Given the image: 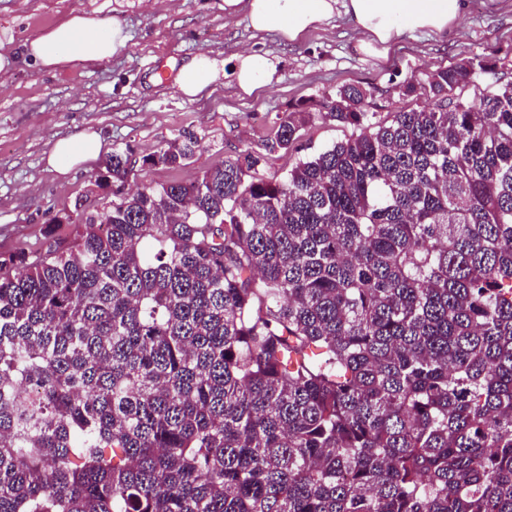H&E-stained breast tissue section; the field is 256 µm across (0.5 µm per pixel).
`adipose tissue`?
Returning a JSON list of instances; mask_svg holds the SVG:
<instances>
[{
  "mask_svg": "<svg viewBox=\"0 0 512 512\" xmlns=\"http://www.w3.org/2000/svg\"><path fill=\"white\" fill-rule=\"evenodd\" d=\"M466 8L467 0H224V19L232 22L245 15L252 30L273 32L281 41L294 43L341 14L360 35L358 50L384 63L404 34L451 31ZM126 39L119 18L76 14L25 42L24 53L36 66L55 71L77 57L110 58ZM274 74L273 61L258 50L241 52L228 63L200 53L182 64L176 85L191 102L210 96L227 79L240 94L251 96L270 83ZM105 151L106 144L96 132L84 131L58 140L47 163L65 174L76 167H90Z\"/></svg>",
  "mask_w": 512,
  "mask_h": 512,
  "instance_id": "obj_1",
  "label": "adipose tissue"
}]
</instances>
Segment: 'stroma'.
I'll list each match as a JSON object with an SVG mask.
<instances>
[{
    "label": "stroma",
    "mask_w": 512,
    "mask_h": 512,
    "mask_svg": "<svg viewBox=\"0 0 512 512\" xmlns=\"http://www.w3.org/2000/svg\"><path fill=\"white\" fill-rule=\"evenodd\" d=\"M88 12L117 17L129 39L104 61L77 59L44 71L23 53L27 39ZM358 35L337 17L301 41L285 43L250 29L245 20H224V0H0V254L43 252L73 227L53 218L81 199L95 208L110 201L94 183V169L62 175L46 157L62 137L89 130L108 147H131L147 155L163 141L191 131L206 152L186 165L136 167L129 186L195 180L204 168L273 137L277 117L296 105L317 111L324 96L354 84L370 89L377 104L394 112L406 107L398 87L412 74L432 71L464 57L512 61V0H468L456 28L446 34L405 37L388 63L357 49ZM267 52L276 62L273 81L258 95H240L232 83L209 98L186 101L175 84L181 65L208 52L231 59L242 49Z\"/></svg>",
    "instance_id": "1"
}]
</instances>
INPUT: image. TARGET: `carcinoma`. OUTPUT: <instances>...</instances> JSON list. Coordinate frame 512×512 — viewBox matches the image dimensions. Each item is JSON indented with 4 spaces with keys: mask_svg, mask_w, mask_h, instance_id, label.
Instances as JSON below:
<instances>
[{
    "mask_svg": "<svg viewBox=\"0 0 512 512\" xmlns=\"http://www.w3.org/2000/svg\"><path fill=\"white\" fill-rule=\"evenodd\" d=\"M500 67L414 74L384 120L341 86L195 181L77 201L70 239L0 254V512H512ZM314 116L358 133L259 175ZM205 150L115 148L101 179Z\"/></svg>",
    "mask_w": 512,
    "mask_h": 512,
    "instance_id": "carcinoma-1",
    "label": "carcinoma"
}]
</instances>
